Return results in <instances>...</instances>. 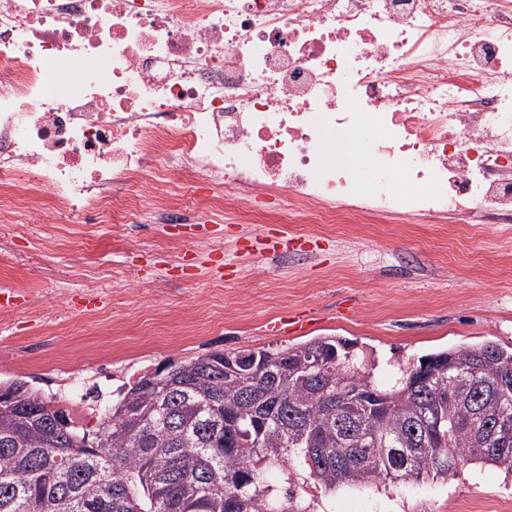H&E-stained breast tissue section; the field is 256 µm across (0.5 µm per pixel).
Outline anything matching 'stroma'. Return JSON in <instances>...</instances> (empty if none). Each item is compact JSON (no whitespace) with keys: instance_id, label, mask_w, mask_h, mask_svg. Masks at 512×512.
<instances>
[{"instance_id":"stroma-1","label":"stroma","mask_w":512,"mask_h":512,"mask_svg":"<svg viewBox=\"0 0 512 512\" xmlns=\"http://www.w3.org/2000/svg\"><path fill=\"white\" fill-rule=\"evenodd\" d=\"M253 209L245 224L220 216L135 235L33 213L0 223V282L48 297L42 316L14 313L11 335H0V380L52 393L77 363L84 404L101 413L144 368L205 352L337 336L376 349V380L387 385L393 357L512 347V224H281L263 203ZM264 236L282 239L279 262L262 255ZM116 266L139 285L109 288ZM87 288L109 296L93 312L80 304ZM61 291L72 315L52 328ZM272 322L281 331H269ZM492 504L512 510V473L469 465L444 481L321 494L310 512H487Z\"/></svg>"}]
</instances>
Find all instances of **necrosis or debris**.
Wrapping results in <instances>:
<instances>
[{"label":"necrosis or debris","mask_w":512,"mask_h":512,"mask_svg":"<svg viewBox=\"0 0 512 512\" xmlns=\"http://www.w3.org/2000/svg\"><path fill=\"white\" fill-rule=\"evenodd\" d=\"M174 180L194 205L136 190ZM281 194L289 224L511 223L512 0H0V222Z\"/></svg>","instance_id":"obj_1"}]
</instances>
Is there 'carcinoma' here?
<instances>
[{
    "instance_id": "obj_1",
    "label": "carcinoma",
    "mask_w": 512,
    "mask_h": 512,
    "mask_svg": "<svg viewBox=\"0 0 512 512\" xmlns=\"http://www.w3.org/2000/svg\"><path fill=\"white\" fill-rule=\"evenodd\" d=\"M312 355L322 368H307ZM377 367L336 336L205 353L122 385L95 431L56 395L0 381L25 389L0 403V512H309L308 487L512 472V350L431 353L398 365L387 387Z\"/></svg>"
}]
</instances>
